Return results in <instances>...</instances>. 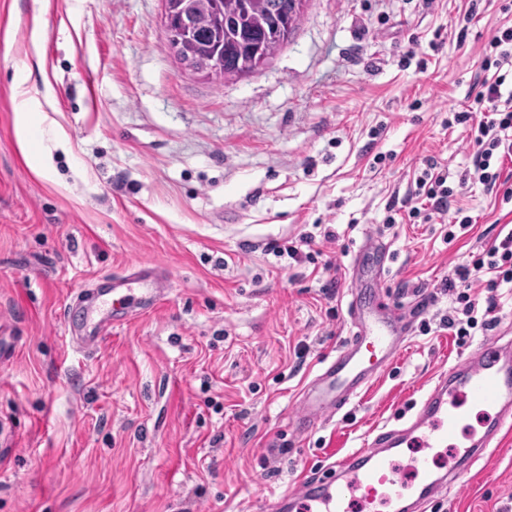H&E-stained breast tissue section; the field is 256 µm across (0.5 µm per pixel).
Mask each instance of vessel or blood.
I'll use <instances>...</instances> for the list:
<instances>
[{"label": "vessel or blood", "instance_id": "vessel-or-blood-1", "mask_svg": "<svg viewBox=\"0 0 512 512\" xmlns=\"http://www.w3.org/2000/svg\"><path fill=\"white\" fill-rule=\"evenodd\" d=\"M383 274L380 267L367 274L355 266L349 303L352 333L305 389L296 418L300 433L341 410L407 346L411 312L392 307L379 293L369 304L360 299L369 281L381 280ZM169 279L168 273L145 267L113 278L96 304L78 308L79 321L70 327L77 343L97 347L108 326L157 307ZM506 359L505 349L496 343L477 345L465 359L436 375L410 420L369 433L360 448L334 458L325 476L301 473L271 503L272 512H280L286 503L295 512H416L447 484L469 474L487 449L512 440V366ZM469 408L483 414L485 432L466 445L459 443L458 435ZM415 446L422 448V455L407 457L403 467H395L394 449ZM449 451L454 467L436 476L437 459Z\"/></svg>", "mask_w": 512, "mask_h": 512}]
</instances>
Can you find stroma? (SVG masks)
<instances>
[{
  "instance_id": "obj_1",
  "label": "stroma",
  "mask_w": 512,
  "mask_h": 512,
  "mask_svg": "<svg viewBox=\"0 0 512 512\" xmlns=\"http://www.w3.org/2000/svg\"><path fill=\"white\" fill-rule=\"evenodd\" d=\"M512 0H304L253 72L186 69L163 0H0V512H264L302 469L416 411L479 343L512 342V285L465 344L442 284L512 228L472 170L470 103ZM433 157L473 224H388ZM333 231L326 240L325 231ZM314 241L306 259L267 243ZM390 304L429 306L403 354L306 435L298 394L350 335L359 245ZM133 265L154 311L74 345L72 299ZM335 281L331 294L323 285ZM427 512H512V444Z\"/></svg>"
}]
</instances>
